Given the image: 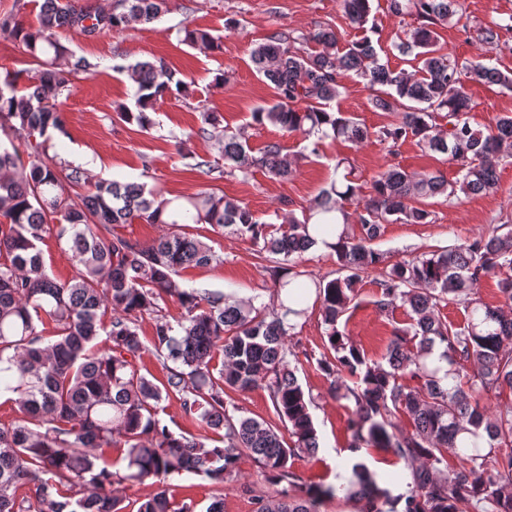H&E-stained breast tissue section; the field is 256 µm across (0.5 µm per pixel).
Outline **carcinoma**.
Wrapping results in <instances>:
<instances>
[{
	"instance_id": "cac0c4a2",
	"label": "carcinoma",
	"mask_w": 512,
	"mask_h": 512,
	"mask_svg": "<svg viewBox=\"0 0 512 512\" xmlns=\"http://www.w3.org/2000/svg\"><path fill=\"white\" fill-rule=\"evenodd\" d=\"M170 4L114 0L100 9L43 0L39 26L28 28L17 17L24 8L18 2L0 19V35L18 40L37 66L25 87H18L21 71L0 87V128L22 139L28 156L24 165L18 146L0 149V216L6 219L0 224V394L13 395L21 414L0 425V512H126L115 484L151 477L157 490L136 512H194L173 494L171 480L185 473L213 487L205 512H224V482L244 457L253 459L265 482L286 484L275 495L256 496V512H319L324 500L340 493L364 502L362 512H473L478 502L486 512H512V230L501 232V224L465 244L391 264L372 247L387 224L433 223L430 198L450 201L496 189L498 162L512 158V113L486 131L474 128L461 76L512 91V70L486 64L481 54L460 62L444 52L437 28H469L460 0H387L392 15L417 20L392 45L407 69L383 61L387 51L373 39L378 27L370 0H341L349 23L367 31L343 47L328 28L270 32L250 57L274 100L258 107L253 119L300 135L302 151L292 158L273 140L255 153L244 132L224 128L220 113L205 110L197 131L175 137L193 169L220 179L255 169L286 179L299 160L319 154L326 138L359 145L374 137L391 151L410 138L457 172L450 182L439 169L388 166L367 185L348 158L338 157L342 177L302 207L303 219L290 215L272 231L245 203L211 188L166 198L144 183L90 184L59 153L48 154L56 148L54 136L65 133L61 97L95 68L73 57L56 33L107 35L131 21H158ZM509 29L512 16L506 24L485 22L479 41L496 49ZM182 32L201 52L222 50L221 38L207 31L185 26ZM116 69L130 72L137 84L135 106L119 105L118 117L143 130L155 127L148 112L158 101L186 96L193 86L161 59ZM350 74L366 81L373 108L392 114L391 122L371 131L333 110ZM195 138L215 140L224 164L195 154ZM333 212L341 214L342 227L323 220ZM135 222L173 230L150 244L112 232ZM198 224L276 257L273 279L277 293H285L279 307L268 311L251 299L185 288L174 279L183 269L220 261L187 232ZM51 232L77 262L67 281L46 271L39 243ZM333 234L331 244L326 237ZM319 241L336 256V278L297 269ZM379 267L375 309L386 315L401 307L407 320L393 327L387 352L375 361L340 326L357 307L362 282ZM491 275L498 277V307L479 295ZM313 296L325 326L317 370L332 397L353 403L350 451L373 448L404 463V494L380 487L376 472L359 458L336 473V486H305L291 470L296 458L320 448L314 397L299 384V359L288 345L296 329L288 317H305ZM170 302L179 305V315L168 313ZM444 304L461 307L464 322L442 320ZM146 319L152 332L145 342L140 330ZM437 345L445 371L427 362ZM146 351L162 377L141 372L136 359ZM252 389L268 392L277 421L228 412L224 395ZM172 398L195 431L176 433L159 418L161 403ZM114 448L126 463L124 475L104 463Z\"/></svg>"
}]
</instances>
